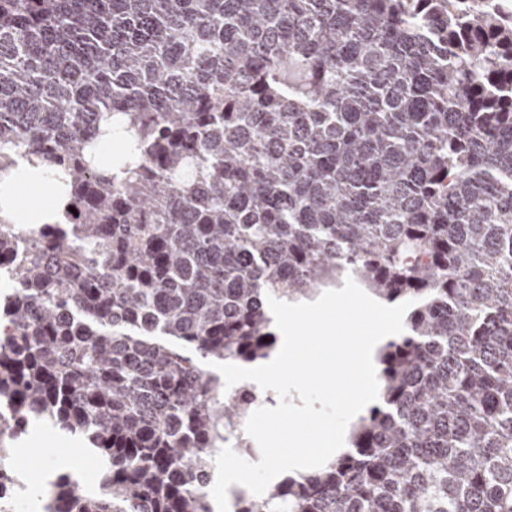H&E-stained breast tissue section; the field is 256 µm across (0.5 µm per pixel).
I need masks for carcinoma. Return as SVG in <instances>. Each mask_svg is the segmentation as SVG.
Returning <instances> with one entry per match:
<instances>
[{
    "instance_id": "carcinoma-1",
    "label": "carcinoma",
    "mask_w": 512,
    "mask_h": 512,
    "mask_svg": "<svg viewBox=\"0 0 512 512\" xmlns=\"http://www.w3.org/2000/svg\"><path fill=\"white\" fill-rule=\"evenodd\" d=\"M0 490L35 423L97 456L44 512H214L211 363L266 296L412 300L350 450L235 512H512V16L500 0H0ZM77 213H71V210ZM43 202L26 210L23 217L28 224H54L63 220V208L54 191V180L50 177H40V190Z\"/></svg>"
}]
</instances>
